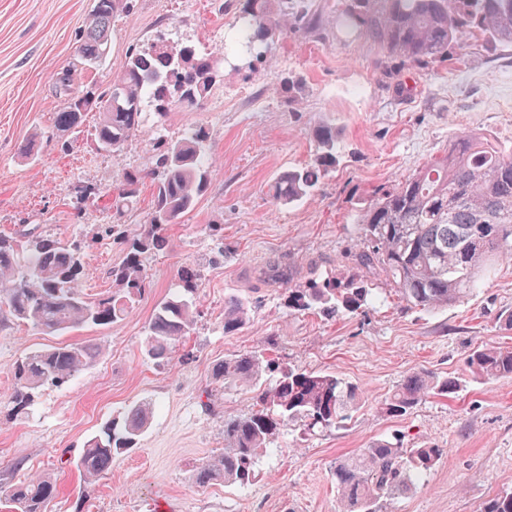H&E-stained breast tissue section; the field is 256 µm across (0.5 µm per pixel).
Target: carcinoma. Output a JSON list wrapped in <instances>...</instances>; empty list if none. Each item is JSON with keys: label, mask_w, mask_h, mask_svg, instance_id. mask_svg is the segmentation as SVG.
Wrapping results in <instances>:
<instances>
[{"label": "carcinoma", "mask_w": 512, "mask_h": 512, "mask_svg": "<svg viewBox=\"0 0 512 512\" xmlns=\"http://www.w3.org/2000/svg\"><path fill=\"white\" fill-rule=\"evenodd\" d=\"M131 7L132 0H94L80 34L77 62L55 77L62 108L53 116L52 131L35 133L24 154L37 156L43 141L74 132L90 112L98 113L97 147L119 152L143 133L144 107L149 104L155 121L147 162L119 176L112 207L121 215L149 179L151 208L137 234L119 221L110 225L112 243L122 247L124 258L112 268L115 289L94 300L79 289L88 267L84 242L64 243L30 232L0 235V310L43 333L107 328L125 319L151 284L145 254L163 247V233L194 209L210 185L208 130L197 125L174 139L165 122L172 110L194 108L208 97L219 77L212 67L218 57L200 55L190 45L159 35L129 49L120 73L107 84L81 82L84 72L105 61L112 20ZM227 10L235 13L237 27L224 52L260 65L269 61L272 45L286 33L317 29L315 13L305 0H230ZM336 33L365 36L385 57L398 60L390 79L404 92V70L448 58L472 34L495 48L512 46V0H345L336 12ZM276 84L290 104L306 94V83L296 74L278 73ZM311 135L315 151L310 161L280 173L270 185L273 201L281 206L313 196L340 164L336 128L320 122ZM357 225L359 244L342 276L312 269L306 281L297 283L290 262L267 269V283L288 290L290 311L331 317L360 314L380 299L384 286L411 309L452 307L482 284L499 259L512 260V151L477 133L462 135L447 153L393 187L375 192ZM178 280V288L155 306L143 339L145 354L161 364L170 362L199 316L194 295L200 273L185 267ZM249 313L245 299H224V334L242 328ZM99 355V348L81 343L26 353L13 365L12 414H29L42 388L68 384ZM466 363L475 379H512V347L479 344L467 354ZM216 372L226 382L255 390V407L247 415L224 419V454L197 472L200 484L222 480L226 486H248L282 424L301 420V437L307 440L350 419L362 403L359 388L333 372L287 367L256 352L226 359ZM267 374L272 379L265 384ZM460 386L457 378L412 373L387 398L385 412L404 416L424 399L447 397ZM152 413L150 404L140 403L104 422L85 441L77 469L88 479L106 473L114 458L138 444ZM444 454L445 449L427 444L406 448L394 437L340 459L338 512H381L383 503L416 487ZM56 496V482L36 475L14 484L9 500L14 512H48ZM479 512H512V489L485 500Z\"/></svg>", "instance_id": "cac0c4a2"}]
</instances>
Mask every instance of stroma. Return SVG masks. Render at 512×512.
Returning a JSON list of instances; mask_svg holds the SVG:
<instances>
[{
	"instance_id": "obj_1",
	"label": "stroma",
	"mask_w": 512,
	"mask_h": 512,
	"mask_svg": "<svg viewBox=\"0 0 512 512\" xmlns=\"http://www.w3.org/2000/svg\"><path fill=\"white\" fill-rule=\"evenodd\" d=\"M310 2L323 17L322 30L281 38L267 72L228 59L202 105L168 115L170 136L195 125L208 129L210 189L168 229L162 249L147 255L151 287L136 309L112 327L67 334V341L100 346L97 362L68 385L45 388L24 418L10 415L12 366L58 339L0 317V512L11 510L12 485L37 474L57 483L51 512H153L159 501L166 512H336L337 460L397 434L405 446L428 443L444 455L387 512H478L488 497L512 487V381L469 380L465 364L474 345L512 347V330L499 322L512 311V260L499 262L468 300L435 314L405 307L390 291L357 316L292 313L282 289L259 277L270 263L290 258L302 278L313 266L343 272L358 242L356 216L373 191L443 155L457 137L477 132L512 149V47L471 38L446 63L404 72L402 94L386 78L376 43L337 35L340 0ZM224 3L133 0L130 12L113 20L107 59L85 74V83L106 84L130 47L160 33L198 53L222 54L234 21ZM93 6V0H0V232L83 240L90 274L82 290L98 296L112 291L109 272L123 259L108 235L112 186L122 171L143 167L145 138L116 153L99 150L90 118L70 144L53 142L34 161L23 154L60 108L54 78L72 61ZM275 71L305 79L299 104L281 97ZM321 121L336 127L340 166L312 198L273 204L269 184L310 160L309 129ZM79 184L99 188L100 198L77 200ZM209 224L223 225L232 254H218ZM185 266L201 274L200 316L183 352L160 365L145 356L142 338L156 303L174 291ZM233 294L248 301L250 318L228 336L224 299ZM250 351L334 372L359 386L364 403L344 425L306 441L298 423H285L248 486L199 484V468L224 451L225 417L254 407L252 392L216 379L213 366ZM419 371L465 385L456 397L432 396L405 416L385 415V398ZM142 401L156 412L137 447L85 481L75 462L86 439Z\"/></svg>"
}]
</instances>
